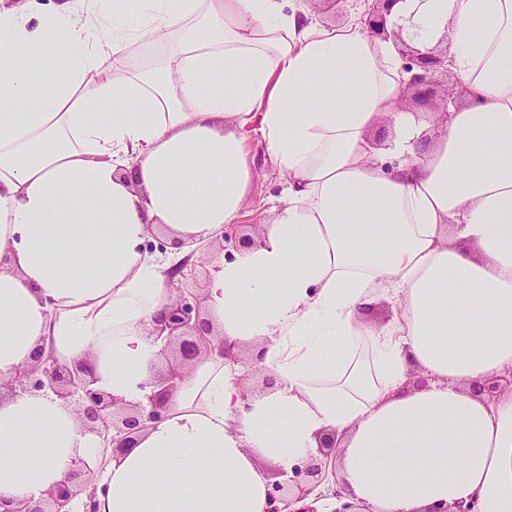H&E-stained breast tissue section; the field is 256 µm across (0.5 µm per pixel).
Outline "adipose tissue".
I'll return each mask as SVG.
<instances>
[{"mask_svg": "<svg viewBox=\"0 0 512 512\" xmlns=\"http://www.w3.org/2000/svg\"><path fill=\"white\" fill-rule=\"evenodd\" d=\"M386 19L416 48L451 43L466 102L436 138L398 108L394 41L357 21L286 0H0V375L39 351L141 401L176 287L146 237H220L254 141L286 183L203 288L214 334L259 351L272 385L243 400L244 365L211 354L118 453L53 394L5 397L0 498L39 500L80 456L97 512H268L267 467L332 433L343 492L372 512H512V393L471 390L512 368V0H396ZM134 44L162 49L160 73L130 70ZM45 47L63 71L36 70Z\"/></svg>", "mask_w": 512, "mask_h": 512, "instance_id": "ef3b65f1", "label": "adipose tissue"}]
</instances>
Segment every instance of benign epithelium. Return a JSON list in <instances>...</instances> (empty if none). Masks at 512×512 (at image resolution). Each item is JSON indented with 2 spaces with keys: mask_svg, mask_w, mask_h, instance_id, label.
I'll list each match as a JSON object with an SVG mask.
<instances>
[{
  "mask_svg": "<svg viewBox=\"0 0 512 512\" xmlns=\"http://www.w3.org/2000/svg\"><path fill=\"white\" fill-rule=\"evenodd\" d=\"M394 2L371 0L365 21L368 33L386 34L385 16ZM402 56L408 60L404 70L410 73L403 98L418 106L430 105L438 94L439 77L448 71V48L437 46L422 52L405 43ZM209 334L211 328L201 316L197 296L180 285L165 311L153 319L150 330V335L162 341L159 355L174 358L175 364L165 372L157 371L146 383L149 392L143 401L127 405L113 394L94 388L95 378L83 360L68 364L41 355L18 369L13 377L0 379V390L13 396L51 392L74 407L83 430L102 437L104 443L112 445V451L118 452L126 447L131 434L165 418L168 397L211 351L206 339ZM507 389L512 390V378L505 385L494 377L472 387V391L492 398ZM321 475L322 465L308 461L294 467L293 476L287 481L272 482L268 490L269 512H315L309 507L295 509L293 505L311 494L314 487L310 480ZM98 481V474L78 456L67 480L45 491L35 506L0 499V512H68L69 502L82 494L89 499L86 512H96Z\"/></svg>",
  "mask_w": 512,
  "mask_h": 512,
  "instance_id": "1",
  "label": "benign epithelium"
}]
</instances>
